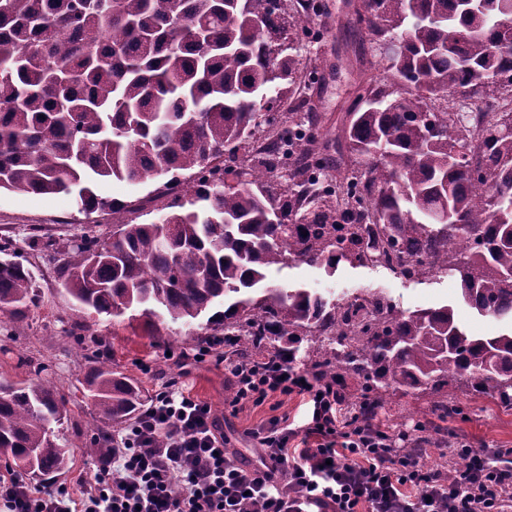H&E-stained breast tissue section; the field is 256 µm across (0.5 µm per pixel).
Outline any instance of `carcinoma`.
<instances>
[{"mask_svg":"<svg viewBox=\"0 0 512 512\" xmlns=\"http://www.w3.org/2000/svg\"><path fill=\"white\" fill-rule=\"evenodd\" d=\"M508 0H362L351 27L385 47L387 79L366 80L336 134L357 165L362 193H314L306 162L324 173L328 141L293 93L310 43L291 0H0V191L77 192L81 210L112 212L117 230L82 237L61 269L83 310L143 319L169 343L170 325L224 329V357L290 355L328 383L353 379L354 411L427 400L440 421L483 398L512 411V26ZM310 131L294 166L275 155L284 126ZM234 144L241 166L207 174ZM466 154L454 164L455 146ZM168 176L181 195L159 221L132 224L124 202L97 195L96 179L136 185ZM383 257L420 281L434 265L458 280L463 303L505 324L493 336L463 329L454 308L401 310L380 291L363 305L306 288L267 284L292 262L336 268ZM39 302L34 272L0 244V311ZM224 305V310L216 309ZM98 439L141 412L139 386L102 365L84 379ZM64 404L47 383L0 379V453L42 482L68 463L54 426Z\"/></svg>","mask_w":512,"mask_h":512,"instance_id":"1","label":"carcinoma"}]
</instances>
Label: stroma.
Instances as JSON below:
<instances>
[{"label": "stroma", "instance_id": "1", "mask_svg": "<svg viewBox=\"0 0 512 512\" xmlns=\"http://www.w3.org/2000/svg\"><path fill=\"white\" fill-rule=\"evenodd\" d=\"M322 2L321 9L313 10L309 0H295L296 11L308 14L310 27L319 34L303 56L305 66L297 75L296 87L299 95L313 101L320 117L319 134L332 141L358 84L353 56L365 54L368 73L376 80L383 78L385 63L378 51L362 47L348 28V0ZM313 72L320 75L319 83H311L309 75ZM160 184L157 178L137 185L104 179L95 182L94 190L99 196L130 202L127 220L148 224L158 221L161 215L163 202L155 197ZM34 228L67 250L80 243L85 233L111 234L112 215L107 211L80 212L73 197L65 194L0 193V239L12 241L30 262L40 285L38 307L22 317L0 314V376L13 381H49L64 403L67 418L60 436L69 450V463L63 473L53 478V485L67 487L74 499L82 497V481L89 478L91 467L84 450L95 436L89 425L90 403L84 395L83 381L102 360L135 380L147 400L153 398L162 383L177 381L182 390L209 402L224 418L230 450L248 453L245 429L271 416L272 411L266 405L232 410L231 390L220 361L224 354L223 331L206 334L200 327L177 324L169 345H155L140 323L75 311L56 263L45 254L30 250L27 244V236ZM268 280L284 288H312L327 296L379 288L402 298L414 310L454 307L459 322L475 335L489 336L500 328L498 322L467 308L459 299L458 283L449 277L420 283L380 267L342 262L332 270L293 263L271 270ZM82 323L94 325L95 333L81 341L74 332ZM205 334L211 339L207 345L212 354L199 361L195 355L207 346L201 340ZM437 437L451 443L464 438L476 448H512V414L487 409L481 400L467 402L460 415L442 423Z\"/></svg>", "mask_w": 512, "mask_h": 512}]
</instances>
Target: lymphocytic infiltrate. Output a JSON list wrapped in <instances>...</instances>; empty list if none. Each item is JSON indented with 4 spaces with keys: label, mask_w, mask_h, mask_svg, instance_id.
I'll return each mask as SVG.
<instances>
[{
    "label": "lymphocytic infiltrate",
    "mask_w": 512,
    "mask_h": 512,
    "mask_svg": "<svg viewBox=\"0 0 512 512\" xmlns=\"http://www.w3.org/2000/svg\"><path fill=\"white\" fill-rule=\"evenodd\" d=\"M231 404L258 407L299 397L312 416L288 413L248 429L252 457L227 449L224 420L168 381L151 404L112 436L111 455L94 460L93 477L74 508L67 489L31 487L0 475L6 512H512V448L465 441L463 473L448 479L412 453L414 437L350 413L335 385L295 363L238 362L227 367Z\"/></svg>",
    "instance_id": "obj_1"
}]
</instances>
